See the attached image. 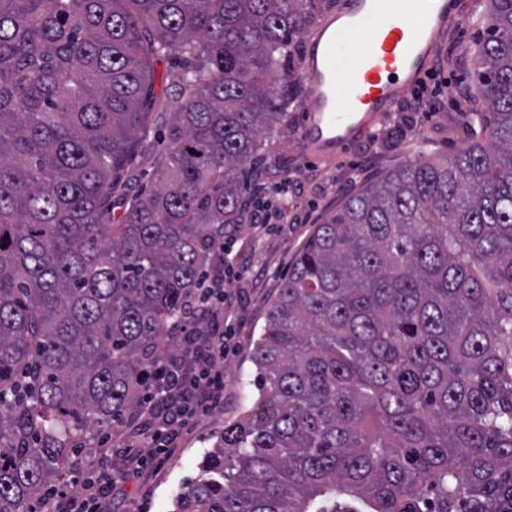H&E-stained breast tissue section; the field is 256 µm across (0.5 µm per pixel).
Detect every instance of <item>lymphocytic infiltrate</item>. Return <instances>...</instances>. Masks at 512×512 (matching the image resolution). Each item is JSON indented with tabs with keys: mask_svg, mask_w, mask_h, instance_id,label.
Here are the masks:
<instances>
[{
	"mask_svg": "<svg viewBox=\"0 0 512 512\" xmlns=\"http://www.w3.org/2000/svg\"><path fill=\"white\" fill-rule=\"evenodd\" d=\"M234 246L231 237L217 243L210 275L187 296L172 323L183 354L155 362L162 376L145 385L137 413L138 436L148 450L127 456L125 474L139 475L148 466L157 465L173 450L190 420L224 402V359L237 330L234 321L220 325L216 319L232 299L231 286L243 274ZM205 320L210 321V328L199 330V323ZM115 481L113 474L99 472L96 479L81 484L66 500L46 499L44 512H100Z\"/></svg>",
	"mask_w": 512,
	"mask_h": 512,
	"instance_id": "obj_1",
	"label": "lymphocytic infiltrate"
}]
</instances>
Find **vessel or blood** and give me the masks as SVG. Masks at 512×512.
<instances>
[{
  "mask_svg": "<svg viewBox=\"0 0 512 512\" xmlns=\"http://www.w3.org/2000/svg\"><path fill=\"white\" fill-rule=\"evenodd\" d=\"M455 0H342L307 38L309 103L302 137L317 158L339 156L423 80Z\"/></svg>",
  "mask_w": 512,
  "mask_h": 512,
  "instance_id": "1",
  "label": "vessel or blood"
}]
</instances>
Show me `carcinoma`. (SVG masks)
I'll use <instances>...</instances> for the list:
<instances>
[{
	"mask_svg": "<svg viewBox=\"0 0 512 512\" xmlns=\"http://www.w3.org/2000/svg\"><path fill=\"white\" fill-rule=\"evenodd\" d=\"M305 2L0 0V512H31L177 350L169 321L286 120L268 76ZM485 19L480 133L314 228L254 342L257 396L173 512H512V0ZM158 124L157 187L129 198ZM179 68L172 65L170 62L161 61L155 67V90L158 96L163 95L167 90L168 93H173L175 90L176 79L180 71Z\"/></svg>",
	"mask_w": 512,
	"mask_h": 512,
	"instance_id": "1",
	"label": "carcinoma"
}]
</instances>
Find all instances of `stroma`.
<instances>
[{"label":"stroma","mask_w":512,"mask_h":512,"mask_svg":"<svg viewBox=\"0 0 512 512\" xmlns=\"http://www.w3.org/2000/svg\"><path fill=\"white\" fill-rule=\"evenodd\" d=\"M457 8L461 22L447 31L435 58L450 80L438 111L428 116L387 113L378 126V139L362 138L337 159L318 160L305 149L301 127L309 97L302 78L306 43L304 35L294 39L288 69L297 88L287 108V120L262 136L259 160L248 174L250 182L264 184L266 198L287 188L293 207L287 224L265 236L263 243H256L257 231L249 224L237 235L234 250L249 272L235 284L236 295L224 309L238 323L233 349L224 363V403L199 422L190 423L160 466L129 480L119 477L102 512H171L173 499L186 479L197 475L204 452L212 448L225 425L247 410L254 393L249 382L256 374L251 360L253 341L264 326L290 262L316 225L386 171L423 153L452 156L479 134L480 108L474 98L460 96L458 90L476 81L471 49L484 34L478 21L484 3L457 0ZM160 136V128H152L149 158L130 164L134 178L128 194L155 188L154 174L165 157Z\"/></svg>","instance_id":"stroma-1"}]
</instances>
